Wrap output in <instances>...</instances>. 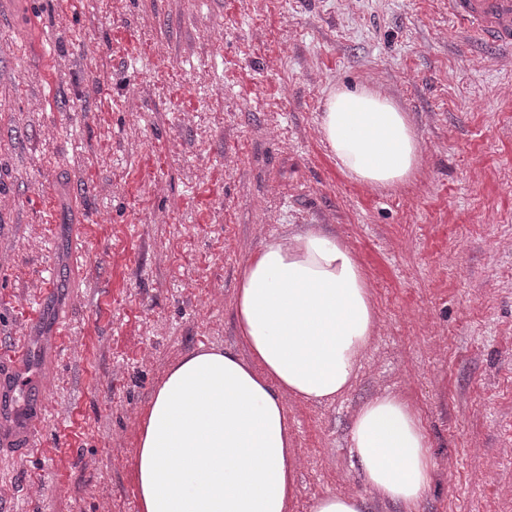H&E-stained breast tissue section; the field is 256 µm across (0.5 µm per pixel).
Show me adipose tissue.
<instances>
[{
	"instance_id": "adipose-tissue-1",
	"label": "adipose tissue",
	"mask_w": 512,
	"mask_h": 512,
	"mask_svg": "<svg viewBox=\"0 0 512 512\" xmlns=\"http://www.w3.org/2000/svg\"><path fill=\"white\" fill-rule=\"evenodd\" d=\"M319 135L340 172L372 189L406 184L423 164L408 113L367 86L330 90ZM235 315L248 356L192 352L156 390L134 462L139 512H293L283 399L346 394L378 331L357 254L322 224L287 225L249 256ZM350 442L369 497L323 496L313 512H418L436 462L414 405L395 393L366 400Z\"/></svg>"
}]
</instances>
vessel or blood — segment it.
I'll return each mask as SVG.
<instances>
[{"mask_svg": "<svg viewBox=\"0 0 512 512\" xmlns=\"http://www.w3.org/2000/svg\"><path fill=\"white\" fill-rule=\"evenodd\" d=\"M453 30L512 56V0H448Z\"/></svg>", "mask_w": 512, "mask_h": 512, "instance_id": "1", "label": "vessel or blood"}]
</instances>
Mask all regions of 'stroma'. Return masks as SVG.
Listing matches in <instances>:
<instances>
[{"mask_svg": "<svg viewBox=\"0 0 512 512\" xmlns=\"http://www.w3.org/2000/svg\"><path fill=\"white\" fill-rule=\"evenodd\" d=\"M448 0H15L0 15V512H138L133 462L169 369L242 350L236 288L288 224L356 251L380 312L353 389L288 397L294 512L367 495L355 409L406 394L437 467L419 512H512V59ZM378 88L424 149L413 183L346 179L317 121ZM85 252L72 265L70 238ZM53 268L52 280L43 271Z\"/></svg>", "mask_w": 512, "mask_h": 512, "instance_id": "obj_1", "label": "stroma"}]
</instances>
